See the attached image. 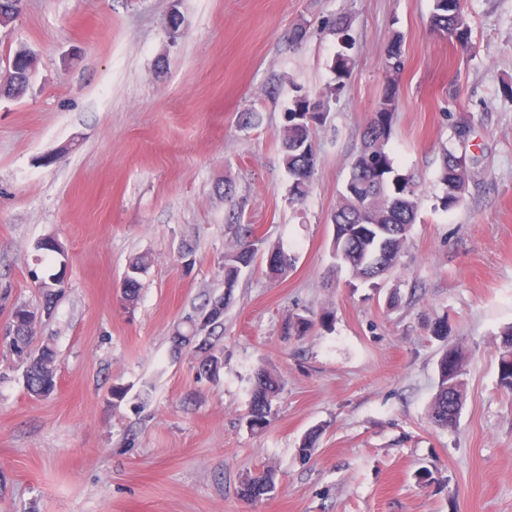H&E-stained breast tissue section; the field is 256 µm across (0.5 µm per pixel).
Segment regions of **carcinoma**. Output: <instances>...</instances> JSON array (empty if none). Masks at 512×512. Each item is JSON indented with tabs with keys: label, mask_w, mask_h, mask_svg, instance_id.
<instances>
[{
	"label": "carcinoma",
	"mask_w": 512,
	"mask_h": 512,
	"mask_svg": "<svg viewBox=\"0 0 512 512\" xmlns=\"http://www.w3.org/2000/svg\"><path fill=\"white\" fill-rule=\"evenodd\" d=\"M431 28L443 39L462 50L469 48L470 28L462 0H432L429 17ZM324 29L336 36L339 50L331 62L334 83L317 94H310L296 86L288 108L284 112V123L278 136L281 160L289 175V203L303 201L309 194L312 177L317 165V151L313 131L326 123L329 112L339 101L352 70L354 58L351 50L354 41L351 35L352 20L347 16L327 19ZM29 53L26 47L16 50L0 75V94L12 97L26 91L27 74L24 65ZM383 70L386 85L362 135L361 146L355 155L349 176L340 191L331 223L336 227L331 242L332 257L346 265L353 277L362 280H379L400 266L407 233L416 223L422 201L420 185L410 175L395 170L388 152L393 115L398 108L399 78L404 70L401 51V36L394 34L388 45ZM474 168L466 158L443 149L437 180L442 185V195L437 197V207L448 212L458 207L466 191ZM254 228L241 229L236 248L224 255V295L207 302L201 310L214 309V319L207 323L208 333L204 343L197 336V316L188 317L184 326L177 329L174 348H186L194 356L197 372L201 377L215 380L220 377L223 357L215 349L216 330L224 326V310L234 299L240 274L253 266L257 249L252 238ZM266 272L275 277H284L294 264L290 254L273 245L264 252ZM150 265L149 257L139 256L132 260L123 277L119 295L120 304L132 311L137 304L140 277ZM58 276L38 278V285L45 296L46 309L61 290ZM28 307L14 308L9 323V346L25 365L24 378L31 397L46 398L57 389V354L49 345L36 352L30 350L33 334L28 332ZM329 313L317 319L298 316L288 322L286 334L303 336L316 324H327ZM499 382L501 387L512 391V326L502 334L499 346ZM437 390L429 409L435 426L449 429L456 425L461 407L466 375L465 353L458 346L446 349L437 362ZM281 390V380L272 372L261 369L251 389V400L247 411V424L252 429H262L268 423L272 404ZM275 489L274 474L259 473L240 485L242 497L257 500Z\"/></svg>",
	"instance_id": "carcinoma-1"
}]
</instances>
